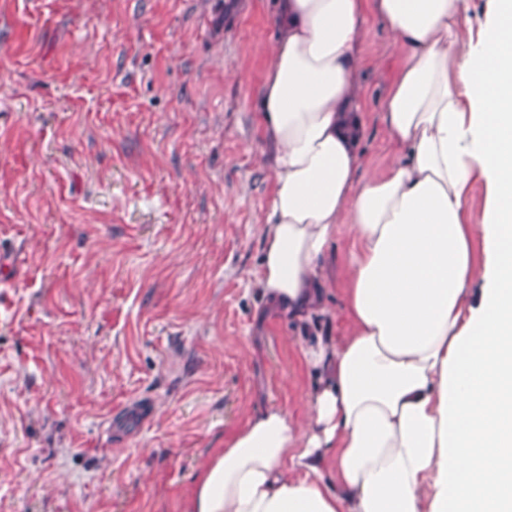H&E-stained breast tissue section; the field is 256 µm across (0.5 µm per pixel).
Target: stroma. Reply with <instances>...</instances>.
Segmentation results:
<instances>
[{
  "label": "stroma",
  "instance_id": "stroma-1",
  "mask_svg": "<svg viewBox=\"0 0 512 512\" xmlns=\"http://www.w3.org/2000/svg\"><path fill=\"white\" fill-rule=\"evenodd\" d=\"M276 0H0V512H185L210 456L298 423L306 331L257 296ZM397 50L366 16L358 182L393 159ZM350 230L321 264L342 339ZM140 398L146 420L104 422Z\"/></svg>",
  "mask_w": 512,
  "mask_h": 512
}]
</instances>
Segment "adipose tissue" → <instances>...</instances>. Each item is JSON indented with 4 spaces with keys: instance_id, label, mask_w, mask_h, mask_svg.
Here are the masks:
<instances>
[{
    "instance_id": "1",
    "label": "adipose tissue",
    "mask_w": 512,
    "mask_h": 512,
    "mask_svg": "<svg viewBox=\"0 0 512 512\" xmlns=\"http://www.w3.org/2000/svg\"><path fill=\"white\" fill-rule=\"evenodd\" d=\"M470 2L278 0L257 279L268 305L311 319L320 261L349 217L351 331L302 349L317 380L306 427L276 407L250 418L188 512H512V0L476 27ZM368 9L400 62L385 102L395 158L360 184Z\"/></svg>"
}]
</instances>
